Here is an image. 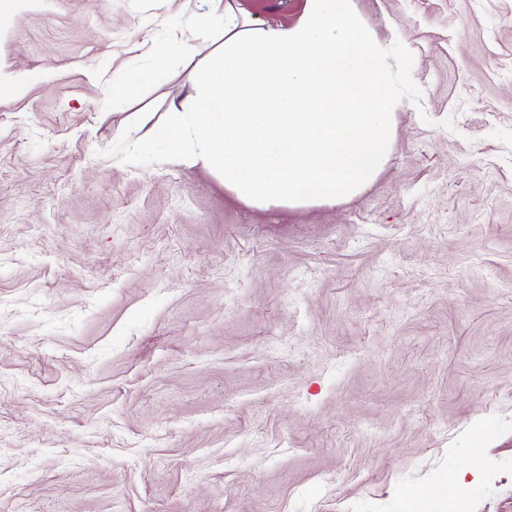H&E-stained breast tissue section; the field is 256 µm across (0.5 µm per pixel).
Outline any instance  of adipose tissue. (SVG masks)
<instances>
[{"label": "adipose tissue", "instance_id": "obj_1", "mask_svg": "<svg viewBox=\"0 0 512 512\" xmlns=\"http://www.w3.org/2000/svg\"><path fill=\"white\" fill-rule=\"evenodd\" d=\"M195 24L224 45L190 75L173 154L259 207L334 202L373 179L401 99L386 48L349 0H305L291 24L247 16L241 0H203Z\"/></svg>", "mask_w": 512, "mask_h": 512}]
</instances>
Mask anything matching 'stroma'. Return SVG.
<instances>
[{
  "mask_svg": "<svg viewBox=\"0 0 512 512\" xmlns=\"http://www.w3.org/2000/svg\"><path fill=\"white\" fill-rule=\"evenodd\" d=\"M352 5L393 146L268 208L156 139L199 0L0 14V512H512V0Z\"/></svg>",
  "mask_w": 512,
  "mask_h": 512,
  "instance_id": "obj_1",
  "label": "stroma"
}]
</instances>
